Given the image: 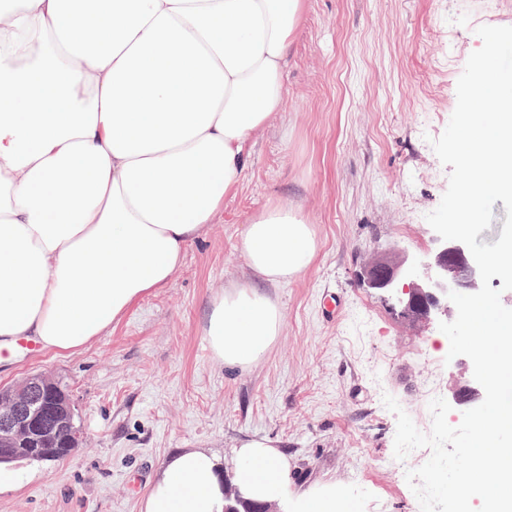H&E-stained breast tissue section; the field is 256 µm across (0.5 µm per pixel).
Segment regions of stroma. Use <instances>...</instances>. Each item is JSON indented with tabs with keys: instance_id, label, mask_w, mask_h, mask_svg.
I'll return each instance as SVG.
<instances>
[{
	"instance_id": "35a3bbf8",
	"label": "stroma",
	"mask_w": 512,
	"mask_h": 512,
	"mask_svg": "<svg viewBox=\"0 0 512 512\" xmlns=\"http://www.w3.org/2000/svg\"><path fill=\"white\" fill-rule=\"evenodd\" d=\"M512 26V0H306L288 55L285 106L252 141L243 183L182 268L75 352L36 349L0 369V388L43 375L65 382L80 438L55 463L19 462L0 512H139L167 461L206 448L235 474V451L267 440L294 488L348 490L358 512H415L394 456L393 396L429 431L433 396L469 378L465 357L434 346L437 324L401 318L365 288L374 256L416 259L433 247L425 219L450 169L432 139L457 104L479 26ZM271 204L301 209L316 254L285 284L250 270L243 237ZM249 284L273 301L281 331L248 367L211 351L212 299ZM340 306L326 322L324 302Z\"/></svg>"
}]
</instances>
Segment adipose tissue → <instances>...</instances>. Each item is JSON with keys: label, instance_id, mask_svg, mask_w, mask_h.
I'll use <instances>...</instances> for the list:
<instances>
[{"label": "adipose tissue", "instance_id": "1", "mask_svg": "<svg viewBox=\"0 0 512 512\" xmlns=\"http://www.w3.org/2000/svg\"><path fill=\"white\" fill-rule=\"evenodd\" d=\"M305 0H16L0 20V366L19 343L73 352L168 283L237 193L251 139L285 103ZM250 269L284 283L314 258L300 210L248 224ZM279 312L251 286L216 296L205 334L229 366L258 360ZM242 496L287 506V460L238 448ZM329 489L293 512H339ZM218 460L175 455L141 512H224Z\"/></svg>", "mask_w": 512, "mask_h": 512}]
</instances>
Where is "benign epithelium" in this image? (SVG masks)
<instances>
[{"label": "benign epithelium", "instance_id": "1", "mask_svg": "<svg viewBox=\"0 0 512 512\" xmlns=\"http://www.w3.org/2000/svg\"><path fill=\"white\" fill-rule=\"evenodd\" d=\"M362 279L367 287L395 296L401 316L414 315L424 323L448 321L455 309L448 291L471 294L481 287L479 270L468 247L439 237L435 238L434 249L422 259L388 266L382 273L368 270ZM47 387L46 377L31 376L7 394L0 393V456L13 451L15 441H31L40 432ZM484 397L483 387L473 380L454 392L450 400L458 406H470ZM224 512L267 510L236 493Z\"/></svg>", "mask_w": 512, "mask_h": 512}]
</instances>
